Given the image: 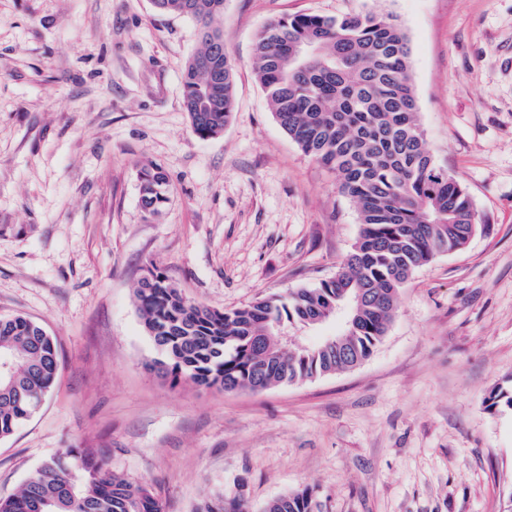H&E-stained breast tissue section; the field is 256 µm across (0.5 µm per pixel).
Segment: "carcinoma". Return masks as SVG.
Listing matches in <instances>:
<instances>
[{"instance_id": "obj_1", "label": "carcinoma", "mask_w": 512, "mask_h": 512, "mask_svg": "<svg viewBox=\"0 0 512 512\" xmlns=\"http://www.w3.org/2000/svg\"><path fill=\"white\" fill-rule=\"evenodd\" d=\"M161 13L197 23L200 47L181 75L183 108L202 138L221 134L235 98L230 52L215 19L224 0H151ZM411 48L391 14L326 17L299 14L270 23L255 47V76L272 114L300 149L336 171L337 188L354 205L360 234L336 274L285 296H263L232 311L188 298L155 265L134 297L158 357L149 369L173 386L192 383L225 392L262 391L353 369L373 354L395 314L398 294L415 271L463 249L482 229L467 188L425 147ZM141 207L155 215L170 199L163 168L137 172ZM351 305L350 323L311 346L283 335L333 322ZM58 349L40 325L0 316V439L29 419L56 382ZM486 410H512V390L498 386ZM0 512H163L145 484L115 476L105 455L67 448L19 490L0 497ZM197 512H249L238 496L219 495ZM263 512H322L310 488L277 497Z\"/></svg>"}]
</instances>
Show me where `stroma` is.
Here are the masks:
<instances>
[{
    "mask_svg": "<svg viewBox=\"0 0 512 512\" xmlns=\"http://www.w3.org/2000/svg\"><path fill=\"white\" fill-rule=\"evenodd\" d=\"M383 10L412 50L428 151L457 175L486 231L419 268L361 366L297 384L173 387L134 289L161 265L228 311L331 278L360 232L337 176L274 119L253 69L273 19ZM234 112L196 135L180 77L189 17L150 0H0V316L58 342L56 384L0 440V497L66 448H102L165 512L216 494L250 512L305 487L323 512H503L512 494V0H224ZM154 162L171 195L140 206Z\"/></svg>",
    "mask_w": 512,
    "mask_h": 512,
    "instance_id": "obj_1",
    "label": "stroma"
}]
</instances>
